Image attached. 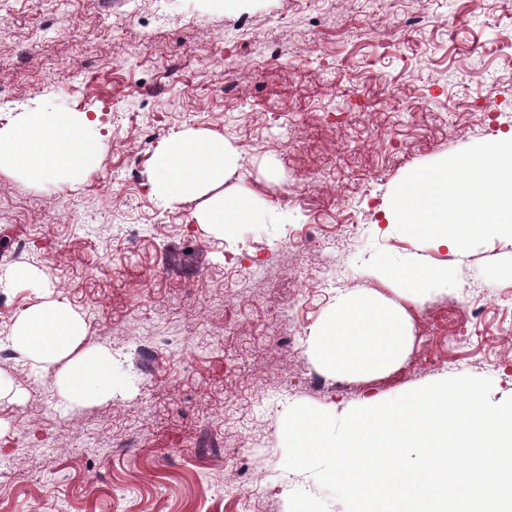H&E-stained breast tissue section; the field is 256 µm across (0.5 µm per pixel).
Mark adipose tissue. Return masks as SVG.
<instances>
[{
    "label": "adipose tissue",
    "instance_id": "ef3b65f1",
    "mask_svg": "<svg viewBox=\"0 0 512 512\" xmlns=\"http://www.w3.org/2000/svg\"><path fill=\"white\" fill-rule=\"evenodd\" d=\"M97 119L75 112H21L0 129V166L21 169L43 180L60 174L83 175L97 165L102 150ZM238 154L223 138L185 130L170 135L152 159L151 190L161 205L201 200L196 221L234 233L241 224L272 223L276 216L258 209L252 197H215L211 191L236 170ZM394 281L407 301L421 300L436 285L447 283L444 266L412 260L400 267L376 266ZM86 325L65 301L45 300L19 311L11 344L33 367L46 369L82 344ZM411 338L403 305L369 292L339 296L311 337L309 353L329 371L351 378L393 370L403 362ZM67 393L86 403L110 398L114 387L110 352L88 348L62 372Z\"/></svg>",
    "mask_w": 512,
    "mask_h": 512
}]
</instances>
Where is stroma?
Listing matches in <instances>:
<instances>
[{
  "label": "stroma",
  "mask_w": 512,
  "mask_h": 512,
  "mask_svg": "<svg viewBox=\"0 0 512 512\" xmlns=\"http://www.w3.org/2000/svg\"><path fill=\"white\" fill-rule=\"evenodd\" d=\"M493 96V114L479 112ZM98 115L89 174L30 180L0 167V337L59 299L86 346L112 352L111 399L63 392L0 344V512H289L314 475L288 472L282 427L460 375L512 397V239L435 249L386 223L406 174L512 132V0H0V128L20 112ZM202 130L238 150L214 195L278 215L235 237L160 206L152 158ZM417 256L451 278L410 304L401 368L324 391L309 338L338 296H401L372 265Z\"/></svg>",
  "instance_id": "obj_1"
}]
</instances>
